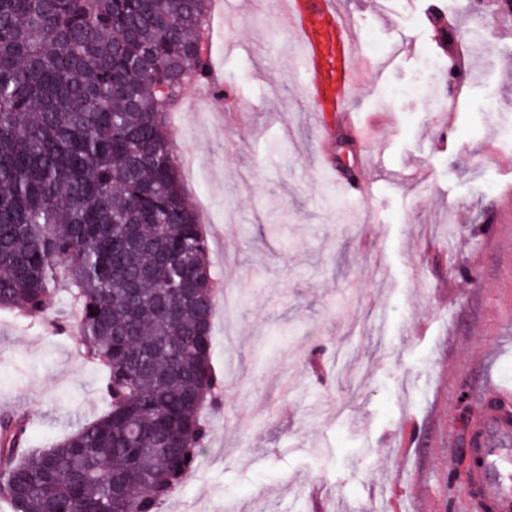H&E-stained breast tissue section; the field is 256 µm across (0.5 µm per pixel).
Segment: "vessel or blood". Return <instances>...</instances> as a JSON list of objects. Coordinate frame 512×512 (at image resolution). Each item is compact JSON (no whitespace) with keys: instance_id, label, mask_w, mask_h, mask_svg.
I'll return each mask as SVG.
<instances>
[{"instance_id":"vessel-or-blood-1","label":"vessel or blood","mask_w":512,"mask_h":512,"mask_svg":"<svg viewBox=\"0 0 512 512\" xmlns=\"http://www.w3.org/2000/svg\"><path fill=\"white\" fill-rule=\"evenodd\" d=\"M280 26L297 39L295 60L310 102L364 134L348 110L351 91L367 74L383 73L390 58L362 61L360 34L338 0H277ZM468 497L477 512H512V384L487 382L482 411L467 450Z\"/></svg>"}]
</instances>
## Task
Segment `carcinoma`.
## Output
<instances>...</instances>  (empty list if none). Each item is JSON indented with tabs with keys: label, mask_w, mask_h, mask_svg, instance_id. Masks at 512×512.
Listing matches in <instances>:
<instances>
[{
	"label": "carcinoma",
	"mask_w": 512,
	"mask_h": 512,
	"mask_svg": "<svg viewBox=\"0 0 512 512\" xmlns=\"http://www.w3.org/2000/svg\"><path fill=\"white\" fill-rule=\"evenodd\" d=\"M210 0H0V309L67 294L107 409L35 447L0 416L10 512H159L218 406L208 238L167 112L207 83Z\"/></svg>",
	"instance_id": "cac0c4a2"
}]
</instances>
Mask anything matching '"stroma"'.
<instances>
[{
	"mask_svg": "<svg viewBox=\"0 0 512 512\" xmlns=\"http://www.w3.org/2000/svg\"><path fill=\"white\" fill-rule=\"evenodd\" d=\"M339 5L364 57L395 56L351 95L373 143L314 110L274 0H224L223 115L170 127L201 167L183 185L223 288L224 388L160 512H314L317 493L330 512H473L462 449L486 364L512 350V17L494 0ZM475 11L491 67L461 40ZM103 383L77 334L0 311V412L27 416L33 444L101 414Z\"/></svg>",
	"mask_w": 512,
	"mask_h": 512,
	"instance_id": "1",
	"label": "stroma"
}]
</instances>
